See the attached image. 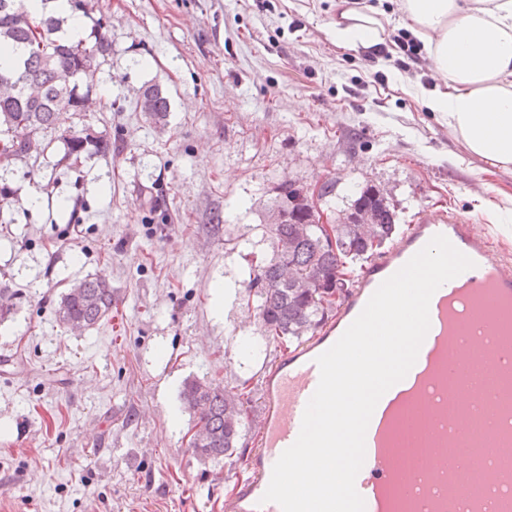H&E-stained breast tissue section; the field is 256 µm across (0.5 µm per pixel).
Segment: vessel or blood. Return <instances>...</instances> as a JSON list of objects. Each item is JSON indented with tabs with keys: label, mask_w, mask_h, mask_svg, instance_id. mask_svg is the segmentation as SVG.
I'll return each instance as SVG.
<instances>
[{
	"label": "vessel or blood",
	"mask_w": 512,
	"mask_h": 512,
	"mask_svg": "<svg viewBox=\"0 0 512 512\" xmlns=\"http://www.w3.org/2000/svg\"><path fill=\"white\" fill-rule=\"evenodd\" d=\"M444 235L473 268L439 287L429 304L430 328L415 364L379 400L365 436V460L355 486L365 512H397L399 498L416 512H512V374L502 375L496 336L512 322V255L495 249L472 220L446 210L424 209L415 224L365 265L336 314L311 338L288 350L262 384L264 407L254 421L255 445L243 460L246 478L224 498L223 512H282L264 501L275 462L297 439L305 407L319 382L317 357L358 317L379 285L398 271L435 235ZM458 344L449 354V340ZM479 370L480 393L441 388L439 375L465 376ZM420 390L413 418L430 456L410 468L390 450L394 406ZM463 445L481 495L463 497L450 477L445 450Z\"/></svg>",
	"instance_id": "1"
}]
</instances>
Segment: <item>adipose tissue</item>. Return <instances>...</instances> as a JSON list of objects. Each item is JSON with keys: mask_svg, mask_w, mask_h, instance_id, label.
Wrapping results in <instances>:
<instances>
[{"mask_svg": "<svg viewBox=\"0 0 512 512\" xmlns=\"http://www.w3.org/2000/svg\"><path fill=\"white\" fill-rule=\"evenodd\" d=\"M428 54L439 88L426 106L488 164L512 167V0H397ZM387 14L338 0L330 35L351 50L381 55Z\"/></svg>", "mask_w": 512, "mask_h": 512, "instance_id": "ef3b65f1", "label": "adipose tissue"}]
</instances>
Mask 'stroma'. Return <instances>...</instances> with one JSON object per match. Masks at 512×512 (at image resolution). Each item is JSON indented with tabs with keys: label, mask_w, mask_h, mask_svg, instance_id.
I'll list each match as a JSON object with an SVG mask.
<instances>
[{
	"label": "stroma",
	"mask_w": 512,
	"mask_h": 512,
	"mask_svg": "<svg viewBox=\"0 0 512 512\" xmlns=\"http://www.w3.org/2000/svg\"><path fill=\"white\" fill-rule=\"evenodd\" d=\"M112 52L73 114L112 152L61 165L58 131L0 172L10 217L0 224V512H222L244 469L198 460L187 377L250 382L281 355L242 286L271 252L266 224L279 183L332 185L336 223L357 185L386 198L401 226L425 208L474 219L512 249V168L469 154L424 104L427 58L397 66L393 12L381 62L336 46V0H92ZM170 98L165 125L140 111L143 88ZM109 281L112 317L62 327L69 284ZM255 350L245 356L241 339Z\"/></svg>",
	"instance_id": "1"
}]
</instances>
